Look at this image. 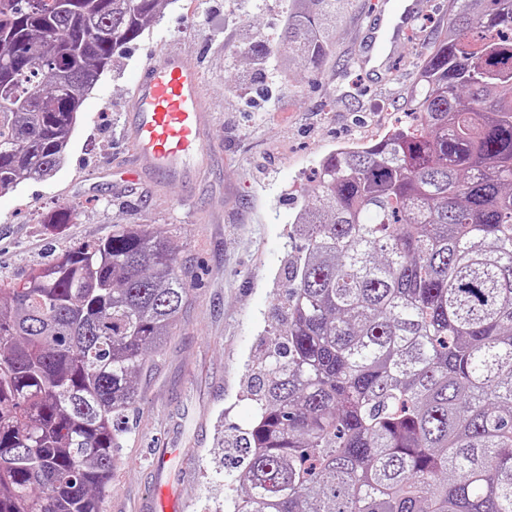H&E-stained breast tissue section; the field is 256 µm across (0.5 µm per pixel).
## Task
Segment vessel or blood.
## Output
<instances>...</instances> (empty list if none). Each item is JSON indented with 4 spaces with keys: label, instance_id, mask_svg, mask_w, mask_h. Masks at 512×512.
<instances>
[{
    "label": "vessel or blood",
    "instance_id": "obj_1",
    "mask_svg": "<svg viewBox=\"0 0 512 512\" xmlns=\"http://www.w3.org/2000/svg\"><path fill=\"white\" fill-rule=\"evenodd\" d=\"M423 8V0H391L374 11L356 57L365 73L382 77ZM210 124L200 67L174 48L152 56L131 86L127 179L149 175L181 196L187 181L209 165Z\"/></svg>",
    "mask_w": 512,
    "mask_h": 512
}]
</instances>
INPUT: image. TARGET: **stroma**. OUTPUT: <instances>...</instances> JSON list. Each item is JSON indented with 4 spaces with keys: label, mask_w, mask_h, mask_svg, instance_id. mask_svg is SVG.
<instances>
[{
    "label": "stroma",
    "mask_w": 512,
    "mask_h": 512,
    "mask_svg": "<svg viewBox=\"0 0 512 512\" xmlns=\"http://www.w3.org/2000/svg\"><path fill=\"white\" fill-rule=\"evenodd\" d=\"M377 0H353L319 69L283 78L276 55L248 63L239 51L276 46L288 0H170L87 93L62 165L46 179L0 194V279L40 268L116 224H148L178 248L191 291L165 342L138 378L139 401L118 451L105 512H155L163 493L178 512H224L230 497L224 438L257 418L244 381L280 325L278 298L301 199L322 159L380 139L404 112L429 45L448 24V0H427L395 51L394 76L377 82L353 68ZM178 48L202 71L213 114L210 171L181 202L153 178L123 182L130 87L150 53ZM73 206L61 230L40 222Z\"/></svg>",
    "instance_id": "obj_1"
}]
</instances>
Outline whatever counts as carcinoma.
I'll return each mask as SVG.
<instances>
[{
    "label": "carcinoma",
    "mask_w": 512,
    "mask_h": 512,
    "mask_svg": "<svg viewBox=\"0 0 512 512\" xmlns=\"http://www.w3.org/2000/svg\"><path fill=\"white\" fill-rule=\"evenodd\" d=\"M8 2L0 192L57 170L72 109L167 0ZM350 2L288 0L282 71L322 65ZM452 4L410 121L308 189L231 512H512V0ZM188 293L146 224L0 280V512H104L134 379Z\"/></svg>",
    "instance_id": "1"
}]
</instances>
